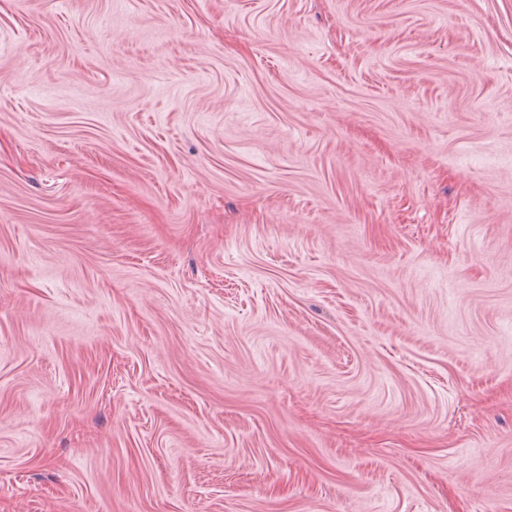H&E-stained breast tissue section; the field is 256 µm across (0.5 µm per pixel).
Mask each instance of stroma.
Returning a JSON list of instances; mask_svg holds the SVG:
<instances>
[{
	"instance_id": "35a3bbf8",
	"label": "stroma",
	"mask_w": 512,
	"mask_h": 512,
	"mask_svg": "<svg viewBox=\"0 0 512 512\" xmlns=\"http://www.w3.org/2000/svg\"><path fill=\"white\" fill-rule=\"evenodd\" d=\"M0 512H512V0H0Z\"/></svg>"
}]
</instances>
